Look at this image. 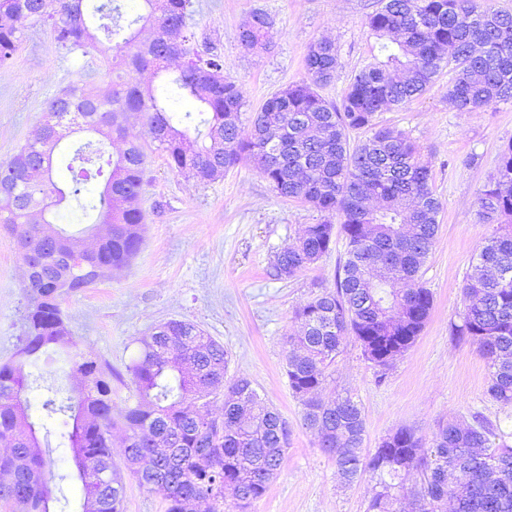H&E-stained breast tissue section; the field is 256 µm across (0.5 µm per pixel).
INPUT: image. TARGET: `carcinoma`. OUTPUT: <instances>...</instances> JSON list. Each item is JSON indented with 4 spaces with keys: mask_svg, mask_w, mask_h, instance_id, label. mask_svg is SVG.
Listing matches in <instances>:
<instances>
[{
    "mask_svg": "<svg viewBox=\"0 0 512 512\" xmlns=\"http://www.w3.org/2000/svg\"><path fill=\"white\" fill-rule=\"evenodd\" d=\"M143 13L119 24L121 5L102 0H0V63L12 58L25 23H46L69 51L97 49L98 32L117 39L108 60L119 78L105 88L75 83L67 101L54 97L43 110L42 138L27 142L0 165V223L34 240L42 258L25 334L15 359L0 364V500L19 512H55L57 499L44 479L38 433L45 424L28 420L23 374L61 357L79 379L78 393L58 406L67 427L70 460L81 485L82 512H123L124 485L112 466V430L122 427L127 469L139 484L165 492V512H224V492L245 510L263 497L281 469L290 431L251 381L224 385L228 353L195 324L170 320L141 340L127 366L136 400L122 422L112 417V371L69 336L61 308L74 294L126 265L143 244L144 213L138 207L147 155L126 136L131 114L143 118L156 149L179 174L204 180L209 169L253 163L280 198L309 203L327 219L305 225L271 262L278 280L295 277L346 239V256L335 286L319 292L295 312L298 333L288 337L285 374L303 405V425L335 462L346 484L370 475L374 482L367 512H401L411 497L415 512H512L511 434L479 415L474 424L449 421L424 447L423 439L399 429L377 448L364 447L362 410L350 395L317 398L326 370L345 337H353L366 358L388 368L420 336L433 307L432 293L419 285V272L432 250L441 201L431 188V169L406 136L376 123L378 113L422 96L446 73L448 102L460 112H477L512 102V13L487 0H380L366 25L380 40L379 54L351 77L341 101L316 87L336 72L335 45L312 42L305 56L311 82L282 89L241 127L245 99L235 81H220L224 61L195 53L165 79L162 90L134 75L153 76L173 61L162 39L170 25L186 27L189 0H142ZM270 17L255 11L240 34L247 48L262 44ZM69 113L66 129L124 142L107 165L103 191L92 180L102 168L67 165V180L53 177V157L62 134L51 121ZM194 134H189V129ZM371 135L351 144L350 132ZM67 198L96 223L111 226L98 247V263L68 269L64 239L51 227L50 207ZM479 217L512 223V142L501 151L495 177L479 200ZM338 216L340 225L330 217ZM464 309L455 335L477 345L489 365L487 395L512 403V230L486 236L475 272L463 287ZM223 396L224 413L208 416L210 397ZM412 471L420 483L407 486Z\"/></svg>",
    "mask_w": 512,
    "mask_h": 512,
    "instance_id": "cac0c4a2",
    "label": "carcinoma"
}]
</instances>
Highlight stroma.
<instances>
[{"label": "stroma", "instance_id": "1", "mask_svg": "<svg viewBox=\"0 0 512 512\" xmlns=\"http://www.w3.org/2000/svg\"><path fill=\"white\" fill-rule=\"evenodd\" d=\"M378 6V0H192L191 45L221 55L225 76L243 90L246 121L272 93L308 80L304 56L310 43L323 38L335 42L338 67L321 93L340 100L375 43L365 19ZM256 9L268 13L273 26L266 47L251 50L241 45L239 34ZM108 82L105 56L68 51L49 26L26 25L12 60L0 65V165L35 136L48 100L72 83ZM447 86V76H440L422 97L377 116L381 126L414 143L431 169L443 209L420 271L434 306L414 346L382 371L349 338L327 370L322 397H355L370 448L401 428L428 442L442 422L469 424L477 414L512 429V406L485 394L489 369L476 344L453 334L464 280L484 237L495 229L480 220L478 198L496 172L502 148L512 141V102L459 112L448 102ZM127 136L148 154L139 200L143 245L127 265L62 303L73 339L112 367L114 416H121L134 393L126 366L140 340L169 320L192 322L227 351L226 380L249 379L290 429L277 477L247 512H366L371 482L343 486L333 460L304 427L284 372L287 338L297 328L294 312L318 285H334L345 238H337L329 255L294 278L274 279L269 271L275 252L295 241L302 225L322 221L323 213L277 197L251 162L200 181L170 169L141 120H129ZM28 304L23 256L10 227L0 224V361L20 345ZM76 384V378L46 368L27 391L32 419L41 417L45 399L66 401ZM47 426L44 478L55 496L68 499L65 512H81L79 484L68 476L64 427L53 420ZM123 435L119 428L112 433V461L124 471ZM123 481V512H163L160 489L141 488L125 471Z\"/></svg>", "mask_w": 512, "mask_h": 512}]
</instances>
